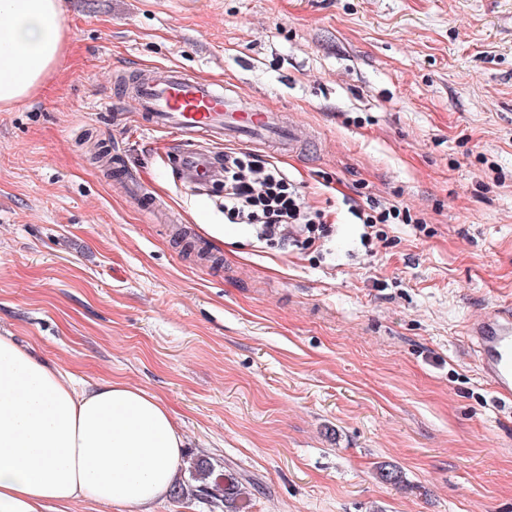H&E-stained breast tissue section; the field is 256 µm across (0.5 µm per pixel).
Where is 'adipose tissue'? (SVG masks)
<instances>
[{
    "label": "adipose tissue",
    "mask_w": 512,
    "mask_h": 512,
    "mask_svg": "<svg viewBox=\"0 0 512 512\" xmlns=\"http://www.w3.org/2000/svg\"><path fill=\"white\" fill-rule=\"evenodd\" d=\"M62 50L58 0H0V105L39 88ZM184 439L158 396L123 381L77 386L0 336V512L88 499L153 512Z\"/></svg>",
    "instance_id": "1"
}]
</instances>
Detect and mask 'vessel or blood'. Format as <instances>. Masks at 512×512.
Listing matches in <instances>:
<instances>
[{"instance_id":"1","label":"vessel or blood","mask_w":512,"mask_h":512,"mask_svg":"<svg viewBox=\"0 0 512 512\" xmlns=\"http://www.w3.org/2000/svg\"><path fill=\"white\" fill-rule=\"evenodd\" d=\"M141 126L171 131L186 148L181 157L183 180L196 187L210 184L216 160L195 147L206 135L218 142L262 145L275 154H297L312 134L287 115L260 106L236 90L216 85L168 66L147 70L132 94ZM465 337L474 351L481 377L498 400H512V305L491 308L468 322Z\"/></svg>"}]
</instances>
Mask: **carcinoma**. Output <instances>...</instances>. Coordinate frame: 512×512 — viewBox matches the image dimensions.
I'll use <instances>...</instances> for the list:
<instances>
[{
    "label": "carcinoma",
    "instance_id": "1",
    "mask_svg": "<svg viewBox=\"0 0 512 512\" xmlns=\"http://www.w3.org/2000/svg\"><path fill=\"white\" fill-rule=\"evenodd\" d=\"M190 475L198 482L196 492L221 502L224 512H246L252 490L258 488L257 483L228 468L222 474H214L213 465L201 457L191 460ZM376 478L397 486L403 482V473L398 466L384 463L377 466Z\"/></svg>",
    "mask_w": 512,
    "mask_h": 512
}]
</instances>
